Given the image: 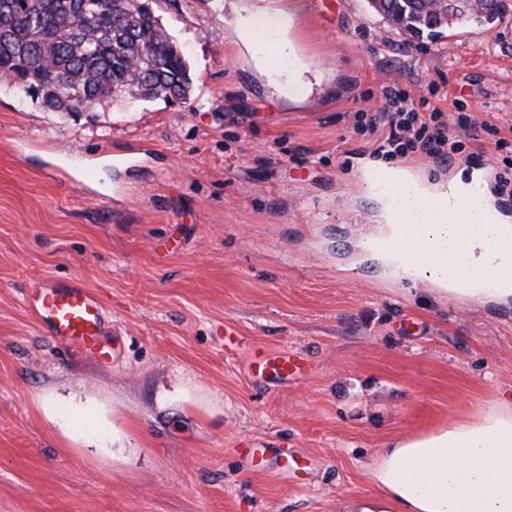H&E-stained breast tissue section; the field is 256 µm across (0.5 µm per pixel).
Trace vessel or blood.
Returning <instances> with one entry per match:
<instances>
[{
	"instance_id": "vessel-or-blood-1",
	"label": "vessel or blood",
	"mask_w": 512,
	"mask_h": 512,
	"mask_svg": "<svg viewBox=\"0 0 512 512\" xmlns=\"http://www.w3.org/2000/svg\"><path fill=\"white\" fill-rule=\"evenodd\" d=\"M25 306L39 326L56 342L97 353L98 338L105 333V308L101 299L81 280H47L30 288ZM224 349L244 352L245 366L256 381H292L304 378L307 367L294 352L243 348L239 337L224 338Z\"/></svg>"
}]
</instances>
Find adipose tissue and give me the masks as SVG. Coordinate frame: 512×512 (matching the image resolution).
<instances>
[{"mask_svg":"<svg viewBox=\"0 0 512 512\" xmlns=\"http://www.w3.org/2000/svg\"><path fill=\"white\" fill-rule=\"evenodd\" d=\"M487 195L488 184L476 173L455 178L433 196L421 181L391 170L385 189L374 193L382 207L380 233H390L410 215L418 244L447 249L448 261L415 270L399 255L388 258L387 266L411 280L439 284L452 279L461 262L477 273L496 269L502 236ZM459 201L470 204L472 225L446 218V207ZM372 477L385 500L357 499L351 512H512V401L497 398L475 419L391 441Z\"/></svg>","mask_w":512,"mask_h":512,"instance_id":"obj_1","label":"adipose tissue"}]
</instances>
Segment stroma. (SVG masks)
I'll use <instances>...</instances> for the list:
<instances>
[{"label":"stroma","mask_w":512,"mask_h":512,"mask_svg":"<svg viewBox=\"0 0 512 512\" xmlns=\"http://www.w3.org/2000/svg\"><path fill=\"white\" fill-rule=\"evenodd\" d=\"M314 2L159 0L183 104L67 115L0 88V512H345L383 498L387 443L512 394V304L406 289L361 249L380 155L356 118L384 86L442 76L433 106L512 140V14L412 39L367 0ZM258 15L281 21L252 46L237 30ZM456 161L491 167L502 197L493 143ZM69 278L106 308L105 356L26 310L32 285ZM228 332L314 371L253 382Z\"/></svg>","instance_id":"35a3bbf8"}]
</instances>
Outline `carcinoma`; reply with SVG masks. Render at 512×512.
<instances>
[{
  "instance_id": "1",
  "label": "carcinoma",
  "mask_w": 512,
  "mask_h": 512,
  "mask_svg": "<svg viewBox=\"0 0 512 512\" xmlns=\"http://www.w3.org/2000/svg\"><path fill=\"white\" fill-rule=\"evenodd\" d=\"M156 0H0V85L36 95L45 112L93 108L114 95L162 100L190 97L182 49L156 15ZM369 5L405 35L435 39L441 28L475 22L488 28L509 12L498 0H380Z\"/></svg>"
}]
</instances>
